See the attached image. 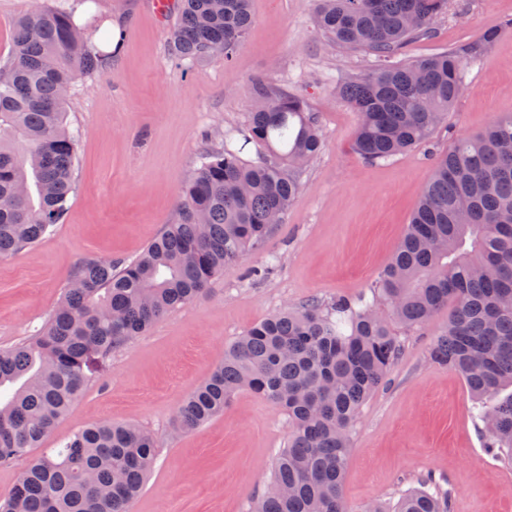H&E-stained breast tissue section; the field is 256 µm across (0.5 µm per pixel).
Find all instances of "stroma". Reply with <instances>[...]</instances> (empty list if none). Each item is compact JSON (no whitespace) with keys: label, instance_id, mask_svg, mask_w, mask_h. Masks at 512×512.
Returning <instances> with one entry per match:
<instances>
[{"label":"stroma","instance_id":"obj_1","mask_svg":"<svg viewBox=\"0 0 512 512\" xmlns=\"http://www.w3.org/2000/svg\"><path fill=\"white\" fill-rule=\"evenodd\" d=\"M60 4L111 61L103 74L76 76L66 99L77 168L63 224L0 260V347L42 327L79 262L133 259L176 222L203 151L244 129L253 80L304 97L319 118L324 148L300 173L301 191L262 250L114 351L44 442L59 447L93 422L135 425L161 446L132 512H246L287 442L286 415L242 391L223 413L179 433L178 406L225 348L268 315L313 297L331 303L366 293L402 239L436 155L512 112V0H450L435 36L406 46L405 58L421 59L500 30L468 67L430 145L376 163L355 153L358 115L336 89L343 76L369 72L372 59L327 41L314 27L312 0H253L255 22L235 57L189 70L171 61L175 20L156 15L152 0H0V59L18 16ZM116 25L117 46L107 38ZM272 258L269 274L248 277ZM447 321L442 314L402 335L401 357L363 404L345 471L348 512L393 505L427 475L448 491L450 512H512V464L485 453L461 375L427 356Z\"/></svg>","mask_w":512,"mask_h":512}]
</instances>
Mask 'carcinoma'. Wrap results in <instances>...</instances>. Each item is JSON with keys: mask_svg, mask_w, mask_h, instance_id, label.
I'll return each mask as SVG.
<instances>
[{"mask_svg": "<svg viewBox=\"0 0 512 512\" xmlns=\"http://www.w3.org/2000/svg\"><path fill=\"white\" fill-rule=\"evenodd\" d=\"M448 0H317L314 26L344 49L372 57L371 72L339 86L358 113L355 149L388 160L430 140L465 87L468 65L498 34L460 49L405 60L403 49L436 32ZM253 22L252 0H179L171 34L180 66L230 60ZM108 55L81 33L70 11L35 9L17 21L0 66V259L63 223L73 191L76 140L66 94L76 75L105 72ZM257 105L240 150L209 149L186 184L175 223L134 259H87L69 275L44 327L0 349V465L40 447L86 390L96 369L165 314L206 292L215 275L263 248L300 191L296 169L323 147L306 100L275 83H253ZM385 310L361 296L311 298L248 329L204 385L177 411L193 430L248 390L280 407L290 432L264 493L249 512H345L343 480L361 406L400 358L399 331L445 309L448 326L431 362L464 377L483 447L512 462V112L457 138L437 157L431 181L390 263L370 285ZM159 441L137 427L97 423L47 448L22 472L0 512H130ZM428 476L395 512H449L447 491Z\"/></svg>", "mask_w": 512, "mask_h": 512, "instance_id": "cac0c4a2", "label": "carcinoma"}]
</instances>
